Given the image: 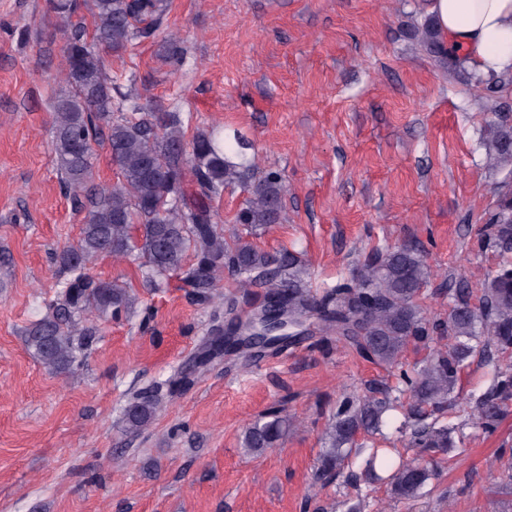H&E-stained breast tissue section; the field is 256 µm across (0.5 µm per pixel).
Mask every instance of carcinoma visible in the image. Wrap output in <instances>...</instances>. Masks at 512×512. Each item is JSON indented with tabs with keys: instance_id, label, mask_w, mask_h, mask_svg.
I'll list each match as a JSON object with an SVG mask.
<instances>
[{
	"instance_id": "1",
	"label": "carcinoma",
	"mask_w": 512,
	"mask_h": 512,
	"mask_svg": "<svg viewBox=\"0 0 512 512\" xmlns=\"http://www.w3.org/2000/svg\"><path fill=\"white\" fill-rule=\"evenodd\" d=\"M60 19L62 74L67 89L52 106L51 151L61 179L77 208L85 212L81 237L62 248L54 261L60 272L57 291L45 302L46 314L27 329L28 347L52 372L66 373L92 345L96 328L89 317H115L136 304L127 284L96 279L89 265L100 256L142 259L143 275L156 288L174 275L191 289L193 301L207 306L224 272L243 290L259 286L276 300L288 321L334 335L362 356L384 367H397L413 341L429 337L430 325L418 304L430 278L425 254L411 245H383L358 265L350 278L316 296L301 252L282 248L269 253L241 235L224 239L213 221L210 202L224 189L239 186L247 193L234 221L246 233L283 219L286 192L280 174L257 175L255 156L238 136L224 128L197 132L186 141L182 113L119 90L102 53H118L153 39L163 25L168 0H49ZM93 18L87 36L81 9ZM421 43L432 54L445 55L442 38L428 22ZM166 59L181 66L184 48L170 36ZM108 146L117 181L100 187L93 176L94 145ZM488 165L512 172V128L495 126ZM499 251L497 270L481 283V305L458 293L448 314L453 343L435 350L417 368L400 369L396 395L373 386L369 394L346 396L322 435L323 448L315 484L330 483L353 459L361 474L386 485L390 496L416 497L432 476V464L409 460L368 444L383 432L389 411L402 408L413 420L409 442L430 452L457 447L454 430L426 422L428 416L456 402L460 373L476 355L491 350L512 352V195L504 194L487 233ZM512 398V365L498 372L497 382L471 406L468 421L485 430L495 426L501 406ZM165 402L159 391L141 398L127 411L129 430L148 423ZM291 420L270 413L251 423L243 445L262 453L287 435Z\"/></svg>"
}]
</instances>
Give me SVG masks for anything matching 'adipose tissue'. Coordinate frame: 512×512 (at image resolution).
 <instances>
[{
  "instance_id": "adipose-tissue-1",
  "label": "adipose tissue",
  "mask_w": 512,
  "mask_h": 512,
  "mask_svg": "<svg viewBox=\"0 0 512 512\" xmlns=\"http://www.w3.org/2000/svg\"><path fill=\"white\" fill-rule=\"evenodd\" d=\"M430 12L449 52L478 75L512 72V0H431Z\"/></svg>"
}]
</instances>
